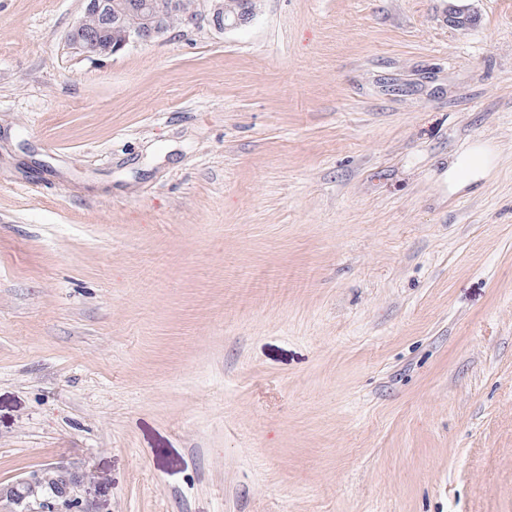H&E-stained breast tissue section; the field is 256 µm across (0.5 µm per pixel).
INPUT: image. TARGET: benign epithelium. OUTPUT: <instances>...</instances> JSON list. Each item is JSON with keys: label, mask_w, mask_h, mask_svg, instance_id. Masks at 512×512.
I'll use <instances>...</instances> for the list:
<instances>
[{"label": "benign epithelium", "mask_w": 512, "mask_h": 512, "mask_svg": "<svg viewBox=\"0 0 512 512\" xmlns=\"http://www.w3.org/2000/svg\"><path fill=\"white\" fill-rule=\"evenodd\" d=\"M82 15L67 32L65 43L74 54L116 55L130 47L149 45L170 30V15H179V27L194 32L204 26L224 32L250 22L258 0H242L240 10L227 11L225 0H133L124 10L114 0H83ZM78 478L62 467L30 472L6 488H0V503L7 512H69L75 502L73 488Z\"/></svg>", "instance_id": "1"}]
</instances>
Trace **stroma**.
Listing matches in <instances>:
<instances>
[{"label":"stroma","instance_id":"1","mask_svg":"<svg viewBox=\"0 0 512 512\" xmlns=\"http://www.w3.org/2000/svg\"><path fill=\"white\" fill-rule=\"evenodd\" d=\"M83 7L0 0V486L512 512V0H260L91 57Z\"/></svg>","mask_w":512,"mask_h":512}]
</instances>
